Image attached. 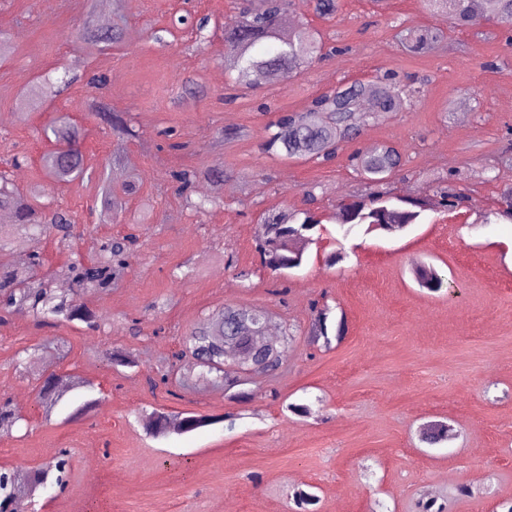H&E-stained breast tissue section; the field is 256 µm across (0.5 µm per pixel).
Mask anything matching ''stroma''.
Returning <instances> with one entry per match:
<instances>
[{"mask_svg":"<svg viewBox=\"0 0 512 512\" xmlns=\"http://www.w3.org/2000/svg\"><path fill=\"white\" fill-rule=\"evenodd\" d=\"M113 0H0V33L14 51L0 62V163L27 161L10 174L23 194L66 211L76 226L71 247L43 240L48 269L71 253L94 254L99 239H135L111 291L92 295L99 331L83 323H37L16 310L0 323V397L23 417L0 435V467L28 471L71 454L65 489L39 490L38 512H297L294 490L316 494L317 512H501L512 500V223L481 221L512 190V29L492 22L481 32L452 28L426 0H340L335 18L304 14L336 46L335 55L248 91L224 74V32L236 20L233 0H127L131 43L79 41L75 29L102 27ZM207 18L204 30L193 22ZM438 27L446 47L420 56L392 38L397 25ZM156 31L161 43L145 39ZM67 70L37 108L23 102L38 79ZM104 74L101 92L85 77ZM390 72L425 81L408 110L365 127L337 161H294L263 152L277 112L303 109L315 96ZM124 112L135 133L120 166L112 134L93 115L96 100ZM68 115L80 131L89 177L67 185L41 168L50 141L43 128ZM390 143L404 167L387 184L398 195L427 194L435 180L468 203L428 214L404 235L385 238L356 227L343 232L336 206L368 185L347 158ZM221 177H208L211 169ZM197 172L181 193L173 172ZM139 186L119 222L99 221L97 173ZM210 186L213 204L191 208ZM313 190L321 230L301 268L279 274L257 249L269 214L300 210ZM340 251L343 262L329 257ZM433 264L448 281L438 294L420 290L410 271ZM342 320L341 337L312 342V303ZM227 305L263 306L295 340L274 373L238 383L241 398L200 378L191 356L172 361L182 336ZM129 351L135 366H109L108 348ZM31 348L29 368L16 364ZM70 371L91 381L101 414L45 416L39 377ZM168 374L150 388L149 378ZM236 390V391H237ZM309 404L310 416L287 409ZM224 421L155 439L143 419L153 410ZM442 422L448 441L422 442ZM468 485L471 495L460 494Z\"/></svg>","mask_w":512,"mask_h":512,"instance_id":"35a3bbf8","label":"stroma"}]
</instances>
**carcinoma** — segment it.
Wrapping results in <instances>:
<instances>
[{
  "label": "carcinoma",
  "instance_id": "cac0c4a2",
  "mask_svg": "<svg viewBox=\"0 0 512 512\" xmlns=\"http://www.w3.org/2000/svg\"><path fill=\"white\" fill-rule=\"evenodd\" d=\"M436 12L445 15L454 27L474 28L483 21L494 20L512 27V0H427ZM315 15L328 19L336 15L339 0H308ZM123 0H116L118 21L105 33L92 34L87 29L78 35L87 39L121 44L126 40L123 19ZM300 8L297 0H237L239 24L224 32V72L234 83L245 89H255L271 76H289L323 55L324 45L318 34L307 25L297 23ZM404 50L418 55L431 54L439 48L444 35L436 27L415 29L398 25L393 35ZM395 77L384 75L374 80L354 81L315 97L300 112H280L267 129L262 149L267 153L282 154L289 159L315 160L329 163L337 158L342 145L356 139L364 127L387 119L394 112H402L422 94L424 88L415 81L404 84L400 90L394 86ZM96 115L105 123L112 135L121 141L130 135L122 113L111 111L107 104L96 106ZM58 147L44 153L41 165L46 173L62 183L84 177L87 168L78 146V128L66 117L59 118L49 127ZM350 166L369 184L382 186L389 177L402 170L401 152L390 144H377L354 153ZM137 192L135 183L123 184L121 193L107 186L103 190L104 220L114 221L123 211L125 199ZM469 198L437 184L426 197H397L383 191L342 200L336 213L337 223L349 227L367 226L393 237L405 233L418 224L427 211L438 208L456 209ZM0 210H8L14 223L0 224V303L4 312L24 310L37 321H80L93 331L101 328L96 312L85 301L88 294L112 290V281L119 275L131 255L134 239L131 236H110L101 241L98 255L74 260L45 276L40 267L45 265L40 252L31 254L33 261L25 268H16L10 261L11 240L26 235L38 242L50 233L60 245L66 244L74 234L69 214L55 210L49 214L32 203L17 190L11 175L0 170ZM489 222L495 218L512 222V191L504 195L500 207L483 215ZM321 220L313 208L301 212H281L265 220L258 242V250L265 265L272 271H283L302 265L305 248L302 241L317 232ZM63 277L73 285L72 293L60 295L53 288V279ZM413 276L419 287L438 293L445 287V277L432 265H420ZM314 326L329 336L333 328L327 310L313 305ZM274 315L262 307L226 306L204 319L183 340V349L174 355L180 359L187 353L205 351L213 367H203L201 374L210 375L217 383L227 387L237 382V376L218 368L224 362V352H242L241 362L250 361L256 348L278 358H285L293 341V330L282 327L280 336L264 343L262 320ZM66 385L77 389H92V385L70 372L52 373L41 378L37 396L45 416L49 417L62 403L61 390ZM23 417L10 400H0V433L10 434ZM222 418L212 415L190 414L178 422L183 433L216 425ZM148 432L155 438L168 435L171 428L168 414L154 410L145 419ZM67 451L52 463L33 471H0V512H13V505L21 496L34 497L40 488L61 487L66 482Z\"/></svg>",
  "mask_w": 512,
  "mask_h": 512
}]
</instances>
